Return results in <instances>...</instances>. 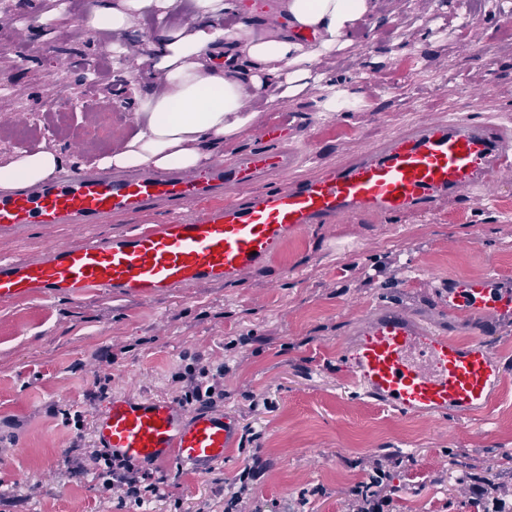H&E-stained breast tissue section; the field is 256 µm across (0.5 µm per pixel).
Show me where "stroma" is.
<instances>
[{"label":"stroma","instance_id":"1","mask_svg":"<svg viewBox=\"0 0 512 512\" xmlns=\"http://www.w3.org/2000/svg\"><path fill=\"white\" fill-rule=\"evenodd\" d=\"M0 0V160L57 148L67 165L94 166L133 132L134 87L112 74L88 85L89 61L114 66L119 41L143 57L160 33L153 15L115 37L87 27V0ZM326 79L274 101L258 125L287 111L308 115L313 159L302 177H318L424 120L464 113L473 121L512 117V0H377L354 44L325 56ZM355 105L326 107L332 90ZM482 101H475V94ZM85 100L74 115L70 101ZM34 127L19 144L16 130ZM158 212H128L105 224L29 225L0 236V259L36 257L49 236H120L161 223ZM512 277V177L474 204L450 201L414 215L363 216L359 223L308 224L244 283L176 288L144 303L105 298L0 307V498L9 512H119L84 463L91 423L107 403L90 399L86 365L113 349L111 390L136 398L177 399L174 372L183 352L223 360L224 412L256 433L221 466L199 475L153 468L160 494L145 512H224V496L252 456L262 469L245 512H353L354 491L381 460L396 486L391 512H483L461 493L459 465L512 470V327L487 337L506 377L489 414L472 419L411 416L374 405L353 386L344 357L355 322L377 304H397L444 320L438 287L448 277ZM262 395L269 407L253 406ZM83 428H76V419Z\"/></svg>","mask_w":512,"mask_h":512}]
</instances>
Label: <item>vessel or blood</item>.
I'll list each match as a JSON object with an SVG mask.
<instances>
[{
    "mask_svg": "<svg viewBox=\"0 0 512 512\" xmlns=\"http://www.w3.org/2000/svg\"><path fill=\"white\" fill-rule=\"evenodd\" d=\"M288 127L289 141L262 129L257 147L198 172L66 168L44 183L0 193V233L30 224H99L116 213L157 208L168 214L166 223L118 237L51 239L38 258L1 260L0 306L93 295L150 302L204 282L239 283L303 225L421 213L460 197L478 203L512 175V137L493 122L461 115L421 122L320 177L292 178L288 172L309 143L297 137V120ZM274 175L281 186L254 192ZM441 286L446 324L377 306L360 318L346 359L373 403L407 415L466 419L486 413L504 383L485 338L512 326V278H451ZM462 325L471 334L464 343L452 335ZM93 439L135 463L202 474L223 464L241 432L228 414L116 394L97 415Z\"/></svg>",
    "mask_w": 512,
    "mask_h": 512,
    "instance_id": "vessel-or-blood-1",
    "label": "vessel or blood"
}]
</instances>
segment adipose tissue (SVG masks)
<instances>
[{"instance_id": "adipose-tissue-1", "label": "adipose tissue", "mask_w": 512, "mask_h": 512, "mask_svg": "<svg viewBox=\"0 0 512 512\" xmlns=\"http://www.w3.org/2000/svg\"><path fill=\"white\" fill-rule=\"evenodd\" d=\"M372 0H281V26L271 29L262 14L228 33L218 19L239 9L237 0H194L191 22L164 31L149 45L154 81L135 94V133L103 156L116 170H197L220 148L239 139L253 122L262 89L274 84L295 97L322 82L320 59L350 46ZM178 0H100L90 24L115 34L152 10H171ZM63 157L42 149L0 162V189L10 191L53 176Z\"/></svg>"}]
</instances>
